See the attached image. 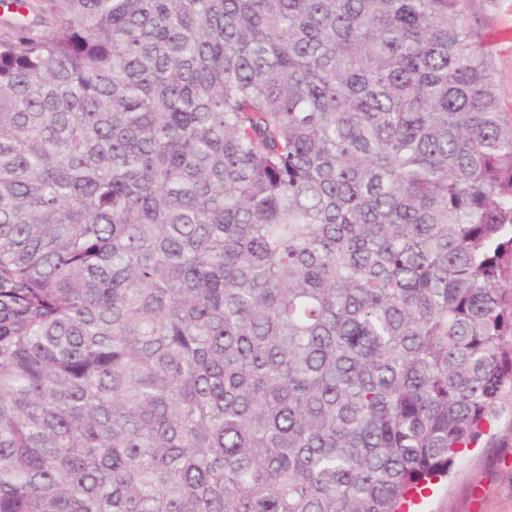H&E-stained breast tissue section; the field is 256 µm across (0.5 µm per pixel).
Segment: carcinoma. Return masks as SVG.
<instances>
[{
	"label": "carcinoma",
	"instance_id": "carcinoma-1",
	"mask_svg": "<svg viewBox=\"0 0 512 512\" xmlns=\"http://www.w3.org/2000/svg\"><path fill=\"white\" fill-rule=\"evenodd\" d=\"M44 2L0 36V512H402L512 404L466 0Z\"/></svg>",
	"mask_w": 512,
	"mask_h": 512
}]
</instances>
